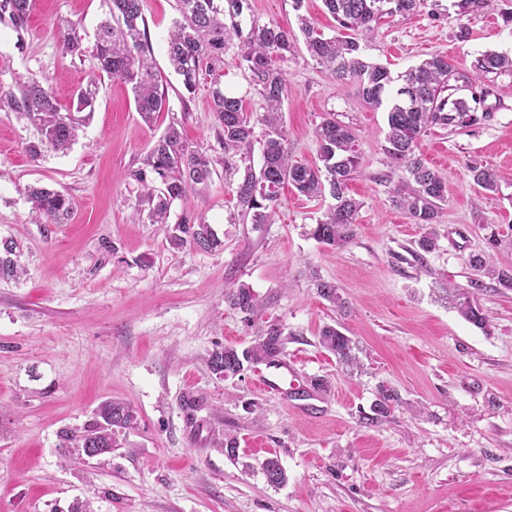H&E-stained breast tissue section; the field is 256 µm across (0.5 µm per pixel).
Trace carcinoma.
Wrapping results in <instances>:
<instances>
[{"label": "carcinoma", "instance_id": "obj_1", "mask_svg": "<svg viewBox=\"0 0 512 512\" xmlns=\"http://www.w3.org/2000/svg\"><path fill=\"white\" fill-rule=\"evenodd\" d=\"M325 10L337 21L341 31L331 37L317 32L310 19L299 15L300 31L311 58L328 76L338 81H353L359 95L369 105L386 106L388 131L383 152L406 172L402 186L396 190L395 203L425 232L414 248L408 250L413 261L421 263L424 254L437 245L434 228L440 203L447 197V181L436 169L416 153L417 143L435 126L470 127L487 118L491 107L486 105L489 88L475 83V77L456 72L441 54H431L403 74L392 77L390 71L367 61L353 31L371 35L382 19L406 17L421 5V0H322ZM181 19L175 22L168 41V57L184 89L193 93L203 70L226 64L225 56L233 52L234 63L250 73L259 86L261 111L249 112L243 101L224 92L220 81L211 88V111L214 112L218 141L224 149V171L236 174L233 158L247 156L253 145L256 125L263 126L262 165L255 171L248 167L228 188L234 200L232 221L252 220L254 224L271 222L279 206L280 190L293 188L305 197L329 195L333 203L310 230V236L332 249L345 247L354 236V226L361 203L348 194V182L357 172L360 157L351 128L332 117L323 119L315 129L319 163L309 165L291 159L285 145L282 103L288 92L285 73L280 63L296 49L297 37L273 22L256 19L242 27L240 17L250 9L249 0H178ZM33 0H0V22L10 24L21 33L26 30ZM109 18L101 22L93 48L96 60L90 83L102 75L118 78L131 86L136 110L148 122L154 114L165 110L166 94L161 90L162 76L155 70L151 45L146 34L143 0H109ZM62 47L72 56H83L82 38L76 32L62 35ZM473 71L477 76L512 73V58L486 52L476 58ZM77 106L74 112L59 110L53 89L34 81L24 87L21 96L0 95V110L21 113L40 132L37 142L27 146L37 158L45 150L64 151L77 137L86 121L82 111L92 107L89 90L72 93ZM215 169L207 152L182 141L176 124L154 143L143 166L132 176L143 188L148 204L146 218L151 224H166L171 204L189 192L208 186ZM475 185L495 194L499 188L497 173L488 167H470ZM28 199L32 209L48 224H62L74 210L72 199L55 189L31 187ZM170 248L213 251L223 246L212 226L192 212L185 211L169 230ZM18 244L7 239L0 243V278H16L24 272L18 262ZM469 266L476 277L469 287L448 285V295L459 313L475 327H486V316L477 294L487 282L505 291L512 290V267H498L491 255L474 254ZM319 295L337 310L346 308V301L328 282L317 284ZM229 305L243 313L255 315L257 301L251 290L242 285L226 294ZM323 347L348 366L357 364L354 341L338 328L325 326L320 333ZM285 349L283 328L270 323L259 339L248 349L238 351L225 346L209 356V367L219 375L232 377L244 364H271L281 358ZM402 403L399 393L385 385L379 386L378 398L362 420L370 425L386 421L395 407ZM137 414L128 404L105 399L94 411L93 420L79 433L63 435L64 447L76 458L85 456L89 448L112 450L119 447V435L135 428ZM266 481L279 486L287 476L278 460L270 458L262 465Z\"/></svg>", "mask_w": 512, "mask_h": 512}]
</instances>
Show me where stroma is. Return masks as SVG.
Segmentation results:
<instances>
[{
	"label": "stroma",
	"mask_w": 512,
	"mask_h": 512,
	"mask_svg": "<svg viewBox=\"0 0 512 512\" xmlns=\"http://www.w3.org/2000/svg\"><path fill=\"white\" fill-rule=\"evenodd\" d=\"M243 22H276L298 32L306 14L330 37L337 23L321 0H250ZM512 0L460 13L457 0H424L418 13L388 19L363 38V56L399 73L441 53L461 72L491 51L512 56ZM106 0H34L24 34L0 23V94L40 81L60 93L87 87L91 49ZM153 64L168 109L142 121L129 85L95 82L93 113L64 153L31 157L38 130L0 111V240L20 245L25 275L0 279V512H512V291L486 288L478 299L486 329L446 299L467 287L472 254L512 266V74L488 75V118L467 128L434 127L417 152L446 176L436 249L406 261L423 233L392 201L404 174L382 151L387 114L366 104L351 82L330 78L299 47L283 64L282 112L294 160H318L317 125L328 115L356 136L361 165L349 182L361 203L352 241L331 250L308 234L327 208L321 199L281 192L274 223H229L234 202L211 110L213 79L187 93L167 56L177 0H144ZM82 37L83 57L66 54L61 29ZM207 150L216 172L203 189L170 208L211 224L221 250L170 249L163 225L136 219L142 206L132 171L142 167L170 121ZM492 168L498 194L478 188L470 166ZM44 185L74 203L68 223L48 224L26 192ZM498 233L490 248L485 225ZM335 284L336 310L315 279ZM247 286L260 314L247 318L226 293ZM286 337L282 364L295 383L268 390L259 367L224 378L208 365L224 346L243 350L268 323ZM333 325L360 348L362 368L338 364L320 343ZM328 382V391L311 382ZM402 403L377 426L364 424L379 385ZM112 398L134 407L137 426L111 453L71 461L63 432L88 423ZM236 438L234 455L224 441ZM278 459L287 480L262 471Z\"/></svg>",
	"instance_id": "obj_1"
}]
</instances>
